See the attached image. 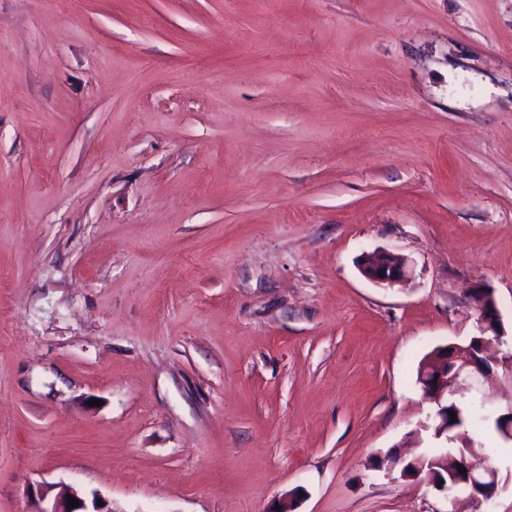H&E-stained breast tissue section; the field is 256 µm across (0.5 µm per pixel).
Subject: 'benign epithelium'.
Masks as SVG:
<instances>
[{
  "label": "benign epithelium",
  "mask_w": 512,
  "mask_h": 512,
  "mask_svg": "<svg viewBox=\"0 0 512 512\" xmlns=\"http://www.w3.org/2000/svg\"><path fill=\"white\" fill-rule=\"evenodd\" d=\"M407 260L391 253H381L364 260L363 273L371 281L388 287L402 284L407 280ZM467 305L474 310L478 335L474 339L480 341L479 352L483 360L477 361L469 356H463L451 343L437 350V360L422 369L419 385L424 399L434 404L436 410L431 416V427L440 439L448 432V397H465L478 390L481 381L492 370L486 353L492 341L503 338L504 331L496 300L486 287L474 289L466 298ZM474 448L467 446L459 448L451 457L453 468L463 466L466 469L467 492L464 499L472 506V512H481L483 504L490 500L487 495L489 487L501 485L499 471L485 465L476 459ZM79 501V506L68 508V497ZM33 508L31 512H112L108 503L98 504L100 496L94 494L86 497L72 487L61 488L54 496H48V490L39 486L31 491Z\"/></svg>",
  "instance_id": "7a95c632"
}]
</instances>
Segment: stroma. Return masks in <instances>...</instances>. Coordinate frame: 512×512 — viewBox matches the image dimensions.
Masks as SVG:
<instances>
[{
	"label": "stroma",
	"mask_w": 512,
	"mask_h": 512,
	"mask_svg": "<svg viewBox=\"0 0 512 512\" xmlns=\"http://www.w3.org/2000/svg\"><path fill=\"white\" fill-rule=\"evenodd\" d=\"M481 283L489 410L512 0H0V512H448L376 461ZM407 260L391 253H381L367 257L363 264V273L371 281L388 287L402 284L407 280ZM72 496L79 501V506L68 508V497ZM33 508L30 512H112L106 500L93 494L86 497L72 487H62L53 497L48 496V490L39 486L31 491ZM98 500L103 505H98Z\"/></svg>",
	"instance_id": "1"
}]
</instances>
